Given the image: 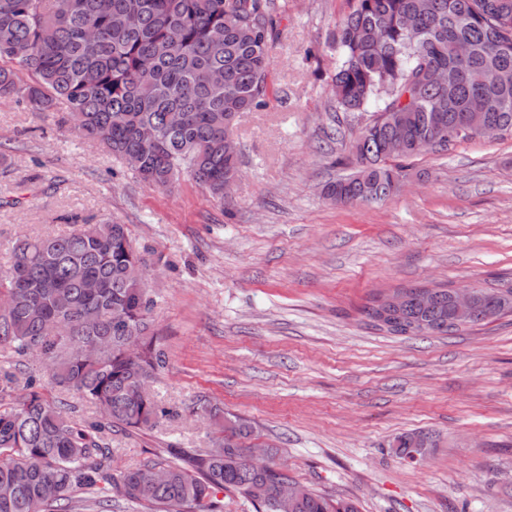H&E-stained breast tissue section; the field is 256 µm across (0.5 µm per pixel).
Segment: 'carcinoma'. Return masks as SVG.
Here are the masks:
<instances>
[{
  "instance_id": "obj_1",
  "label": "carcinoma",
  "mask_w": 512,
  "mask_h": 512,
  "mask_svg": "<svg viewBox=\"0 0 512 512\" xmlns=\"http://www.w3.org/2000/svg\"><path fill=\"white\" fill-rule=\"evenodd\" d=\"M273 0H0V98L21 97L43 111L67 105L64 121L120 158L139 157V177L168 189L187 175L224 200V180L239 173L237 144L225 129L264 104L276 34ZM129 15L133 25L112 23ZM342 61L332 91L346 112L381 102L352 145L354 169L324 185L336 205L381 201L406 178L403 161L442 134L477 119L512 135V0H357L338 26ZM468 44L465 60L456 45ZM34 79L21 83L20 70ZM425 70L440 71L430 80ZM480 72L476 87L469 75ZM417 92L401 100L412 78ZM179 114L181 123L172 124ZM93 279L97 288H85ZM399 306L377 293L362 309L373 328L395 336L446 335L455 322L448 286L400 288ZM0 293V348L36 356L51 385L96 406L100 420L77 422L30 382L0 406V512H75L86 490L110 512L112 493L148 512H221L218 490L250 498L266 486L256 512H280L276 486L286 476L244 464L250 422L224 417V437L189 466L148 462L112 474V430L151 429L169 415L150 387L165 356L150 333L153 305L145 261L124 224H83L61 235L19 239ZM468 327L512 316V281L478 288ZM90 345L97 356L79 354ZM19 387L0 369V399ZM435 446L423 431L398 436L394 454ZM292 512H359L346 498L307 486Z\"/></svg>"
}]
</instances>
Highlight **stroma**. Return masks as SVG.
I'll list each match as a JSON object with an SVG mask.
<instances>
[{"label":"stroma","mask_w":512,"mask_h":512,"mask_svg":"<svg viewBox=\"0 0 512 512\" xmlns=\"http://www.w3.org/2000/svg\"><path fill=\"white\" fill-rule=\"evenodd\" d=\"M355 6L274 0L268 95L239 118L241 172L220 203L187 176L151 187L60 113L0 99V266L21 236L69 232L71 213L127 225L148 260L166 354L152 392L175 415L113 432V474L171 445L211 448L207 401L251 421L294 481L360 512H512V316L410 337L360 314L389 288L512 272V136L408 161L383 201H327L373 117L332 93L337 25ZM411 430L437 439L416 464L391 450Z\"/></svg>","instance_id":"1"}]
</instances>
